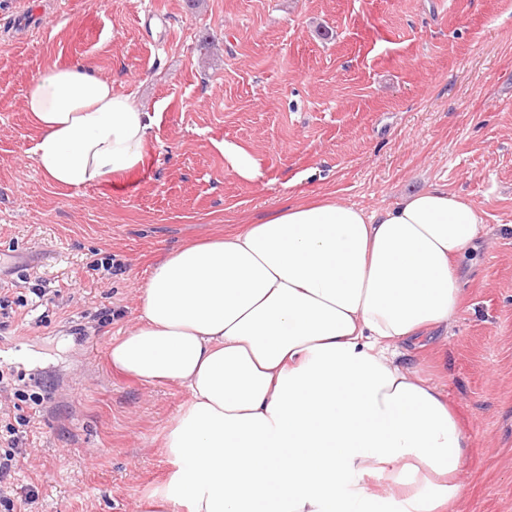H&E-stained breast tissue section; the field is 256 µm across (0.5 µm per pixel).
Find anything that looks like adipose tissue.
Here are the masks:
<instances>
[{
	"label": "adipose tissue",
	"instance_id": "1",
	"mask_svg": "<svg viewBox=\"0 0 512 512\" xmlns=\"http://www.w3.org/2000/svg\"><path fill=\"white\" fill-rule=\"evenodd\" d=\"M24 107L30 153L53 184L81 189L136 170L154 116L79 66L48 65ZM484 231L441 186L371 212L329 200L156 261L116 371L173 383L171 468L156 512H447L468 438L444 386L401 344L460 313L457 264ZM384 475L381 492L365 477Z\"/></svg>",
	"mask_w": 512,
	"mask_h": 512
}]
</instances>
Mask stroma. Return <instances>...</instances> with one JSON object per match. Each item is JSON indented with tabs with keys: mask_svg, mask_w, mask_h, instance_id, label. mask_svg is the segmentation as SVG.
Wrapping results in <instances>:
<instances>
[{
	"mask_svg": "<svg viewBox=\"0 0 512 512\" xmlns=\"http://www.w3.org/2000/svg\"><path fill=\"white\" fill-rule=\"evenodd\" d=\"M50 63L154 113L137 170L76 190L36 169L24 98ZM224 141L263 178H240ZM434 185L497 233L461 263L458 319L405 362L446 386L469 438L453 512H512V0H0V295L50 290L0 330L13 387L44 398L17 512H150L187 393L107 352L160 256L294 201L371 211ZM218 148L224 152L233 170L243 179L257 181L263 177L259 161L249 152L235 144L224 141Z\"/></svg>",
	"mask_w": 512,
	"mask_h": 512,
	"instance_id": "obj_1",
	"label": "stroma"
}]
</instances>
